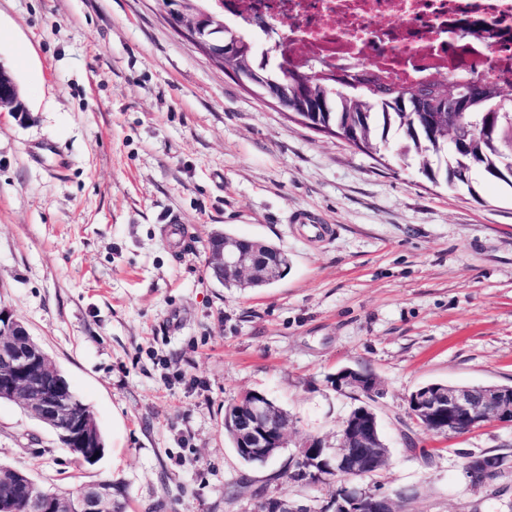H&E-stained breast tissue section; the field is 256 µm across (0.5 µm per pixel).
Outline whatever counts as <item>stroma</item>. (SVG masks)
I'll list each match as a JSON object with an SVG mask.
<instances>
[{
  "instance_id": "35a3bbf8",
  "label": "stroma",
  "mask_w": 512,
  "mask_h": 512,
  "mask_svg": "<svg viewBox=\"0 0 512 512\" xmlns=\"http://www.w3.org/2000/svg\"><path fill=\"white\" fill-rule=\"evenodd\" d=\"M0 64L29 114L0 112V308L93 410L92 464L0 402V465L61 492L120 476L127 512H317L332 486L252 468L224 431L247 391L288 411L284 457L339 443L365 367L390 448L378 484L404 512H512V426L437 435L407 414L431 382L512 385V188L433 184L288 118L170 25L163 0H0ZM228 231L288 256L272 287H225ZM431 449L410 454L405 439ZM509 463L490 485L470 455ZM248 478L249 493L225 489ZM306 507L297 506L288 499L287 494L273 497L271 499L259 498L256 501L253 512H308Z\"/></svg>"
}]
</instances>
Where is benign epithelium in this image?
Returning <instances> with one entry per match:
<instances>
[{
	"label": "benign epithelium",
	"instance_id": "7a95c632",
	"mask_svg": "<svg viewBox=\"0 0 512 512\" xmlns=\"http://www.w3.org/2000/svg\"><path fill=\"white\" fill-rule=\"evenodd\" d=\"M167 19L171 26L188 37L210 60L225 69L242 86L265 98L262 78L251 67L236 61L234 50L220 43L216 33L224 23L216 22L210 9L197 5L187 8L166 2ZM0 109H6L22 122L27 116L14 78L0 65ZM208 266L215 277L225 284L246 286L251 280L264 279L279 269V258L268 254L263 243L256 240L226 241L222 237L207 244ZM336 390L356 394L361 405L342 423L340 439L333 448L319 438L307 440L298 456L307 464L318 467L315 476L331 482L329 473L338 468L372 473L382 463L379 448L378 416L373 405L379 394L377 378L363 377L358 371L344 368L336 373ZM20 405L32 416L47 425L58 436L62 447L92 461L102 451L103 443L95 433V418L75 390L67 382L46 352L33 340L27 328L9 313L0 309V401ZM408 415L424 428L437 434H465L494 421L512 425V388L499 386H427L413 392ZM288 422L271 410V400L263 393L252 397L238 410L234 426L240 451L262 454L270 458L277 448L285 447ZM504 460L497 455H475L465 464L466 475L478 470L500 473ZM35 485L29 476L16 473L9 490L4 494L12 505L27 504L30 512H115L125 500L121 485L96 482L87 486L79 505L75 506L49 491L31 501L28 492ZM324 508L328 512H402L399 502L386 492H361L343 498H331ZM253 512H308L283 494L271 499L260 498Z\"/></svg>",
	"mask_w": 512,
	"mask_h": 512
}]
</instances>
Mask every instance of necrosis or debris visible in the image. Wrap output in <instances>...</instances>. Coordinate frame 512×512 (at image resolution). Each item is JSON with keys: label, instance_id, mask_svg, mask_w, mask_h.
<instances>
[{"label": "necrosis or debris", "instance_id": "1", "mask_svg": "<svg viewBox=\"0 0 512 512\" xmlns=\"http://www.w3.org/2000/svg\"><path fill=\"white\" fill-rule=\"evenodd\" d=\"M240 25L287 17L296 58L419 81L456 64L512 89V0H236Z\"/></svg>", "mask_w": 512, "mask_h": 512}]
</instances>
